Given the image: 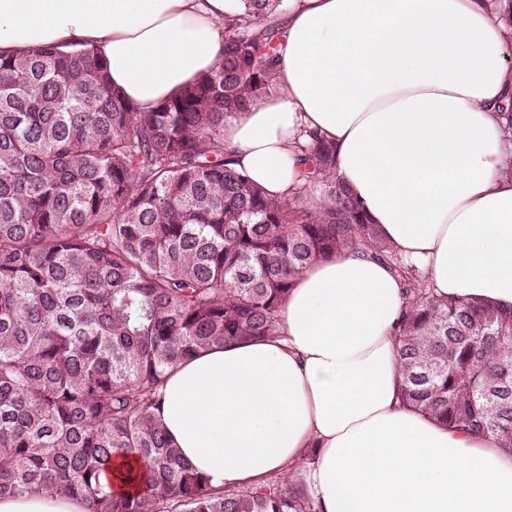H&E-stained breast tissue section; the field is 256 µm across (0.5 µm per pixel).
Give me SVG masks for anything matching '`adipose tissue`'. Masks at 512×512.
Instances as JSON below:
<instances>
[{"label":"adipose tissue","instance_id":"adipose-tissue-1","mask_svg":"<svg viewBox=\"0 0 512 512\" xmlns=\"http://www.w3.org/2000/svg\"><path fill=\"white\" fill-rule=\"evenodd\" d=\"M279 18L280 90L224 121V150L284 196L310 136L438 293L512 309V28L491 0H292ZM239 0H0V52L80 41L113 86L151 109L212 68ZM403 285L353 248L313 262L280 336L209 349L173 369L158 418L217 491L288 479L316 512H512V451L399 397ZM0 512H85L41 493Z\"/></svg>","mask_w":512,"mask_h":512}]
</instances>
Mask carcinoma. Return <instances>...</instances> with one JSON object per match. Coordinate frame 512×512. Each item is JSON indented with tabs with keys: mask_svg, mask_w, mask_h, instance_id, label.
<instances>
[{
	"mask_svg": "<svg viewBox=\"0 0 512 512\" xmlns=\"http://www.w3.org/2000/svg\"><path fill=\"white\" fill-rule=\"evenodd\" d=\"M283 0H242L211 72L149 111L82 42L0 55V497L86 512H315L278 480L213 490L157 418L168 370L277 336L307 264L349 246L399 276L400 392L449 429L512 448V312L441 296L336 178L268 196L224 152V119L279 89ZM135 455L131 491L100 480ZM0 512H85L77 501L41 493L18 497L0 498Z\"/></svg>",
	"mask_w": 512,
	"mask_h": 512,
	"instance_id": "1",
	"label": "carcinoma"
}]
</instances>
